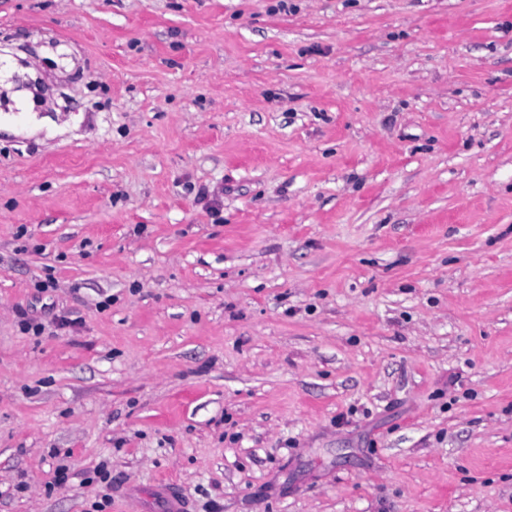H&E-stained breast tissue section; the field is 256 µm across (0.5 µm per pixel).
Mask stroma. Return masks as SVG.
<instances>
[{
	"mask_svg": "<svg viewBox=\"0 0 512 512\" xmlns=\"http://www.w3.org/2000/svg\"><path fill=\"white\" fill-rule=\"evenodd\" d=\"M162 479L512 512V0H0V512Z\"/></svg>",
	"mask_w": 512,
	"mask_h": 512,
	"instance_id": "stroma-1",
	"label": "stroma"
}]
</instances>
